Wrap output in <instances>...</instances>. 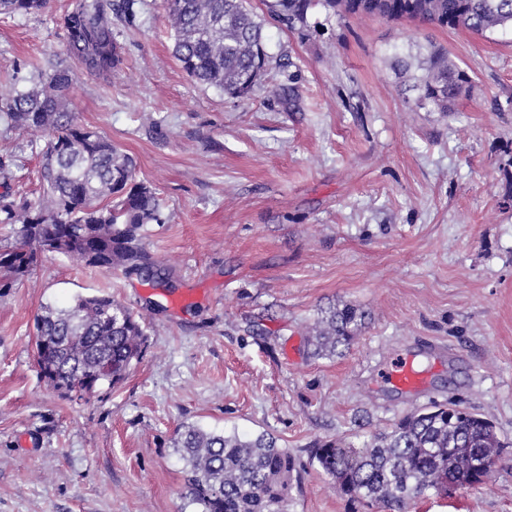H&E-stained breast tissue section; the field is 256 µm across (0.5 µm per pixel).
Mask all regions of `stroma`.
Wrapping results in <instances>:
<instances>
[{"instance_id": "stroma-1", "label": "stroma", "mask_w": 512, "mask_h": 512, "mask_svg": "<svg viewBox=\"0 0 512 512\" xmlns=\"http://www.w3.org/2000/svg\"><path fill=\"white\" fill-rule=\"evenodd\" d=\"M73 2L0 16V80L57 64ZM310 23L268 28L292 65L267 78L294 79L296 112L259 87L232 99L191 82L162 0H143L136 28L114 24L108 78L76 67L68 107L156 188L168 221L147 245L177 288L44 254L0 291V512H193L172 448L187 423L277 437L298 461L288 512H378L329 490L313 449L362 444L434 401L484 414L506 447L486 485L415 512H512V32L318 9ZM430 42L471 78L446 114L418 107L392 66ZM31 140L0 126L14 159L0 193L37 189ZM101 291L143 316L147 348L119 387L60 398L39 375L34 318ZM340 301L368 325L343 356L310 358L306 325ZM406 354L430 372L424 392L382 379Z\"/></svg>"}]
</instances>
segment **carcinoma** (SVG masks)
<instances>
[{"label":"carcinoma","mask_w":512,"mask_h":512,"mask_svg":"<svg viewBox=\"0 0 512 512\" xmlns=\"http://www.w3.org/2000/svg\"><path fill=\"white\" fill-rule=\"evenodd\" d=\"M143 0H81L65 15L64 55L107 77L120 62L112 26L136 25ZM47 0H0V15H36ZM341 18L376 16L484 35L512 29V0H269L268 17L251 0H164L173 56L197 84L231 98L248 96L273 67L293 62L268 51L266 19L300 35L316 7ZM397 66L410 74L403 57ZM410 74L418 103L449 112L471 79L448 51L429 45L425 66ZM74 72L59 65L28 87L0 81V122L47 136L41 151L40 191L33 199L0 194V224L20 225L19 241L0 251V288L30 276L44 253L69 256L92 268L173 287L171 269L151 256L146 226L163 224L156 189L135 181V158L101 133L81 125L66 104ZM268 100L294 111L293 79L265 85ZM368 313L352 304L320 310L306 327L307 354L332 358L359 338ZM34 356L40 378L57 395H92L121 384L140 361L147 337L141 318L109 294L78 295L63 308L43 307L35 319ZM505 444L482 414L453 403L407 412L370 433L360 447L341 439L319 443L313 459L333 487L383 512H411L448 483H486ZM173 448L183 462L185 497L196 512H286L297 466L266 432L242 436L194 424L177 431Z\"/></svg>","instance_id":"carcinoma-1"}]
</instances>
